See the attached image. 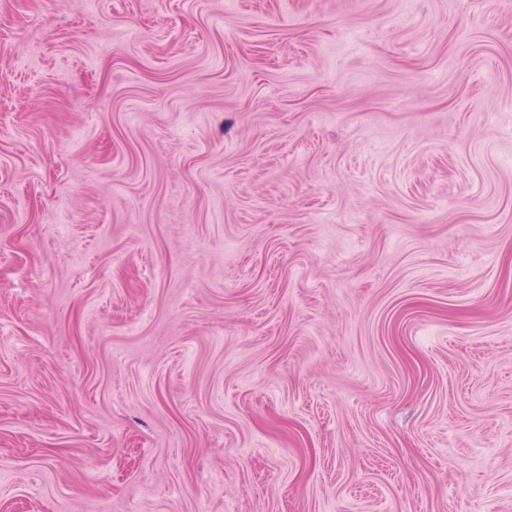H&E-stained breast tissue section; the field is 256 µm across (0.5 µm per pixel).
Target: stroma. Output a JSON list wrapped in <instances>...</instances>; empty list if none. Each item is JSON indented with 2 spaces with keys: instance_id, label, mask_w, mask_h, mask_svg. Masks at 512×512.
Masks as SVG:
<instances>
[{
  "instance_id": "obj_1",
  "label": "stroma",
  "mask_w": 512,
  "mask_h": 512,
  "mask_svg": "<svg viewBox=\"0 0 512 512\" xmlns=\"http://www.w3.org/2000/svg\"><path fill=\"white\" fill-rule=\"evenodd\" d=\"M0 512H512V0H0Z\"/></svg>"
}]
</instances>
